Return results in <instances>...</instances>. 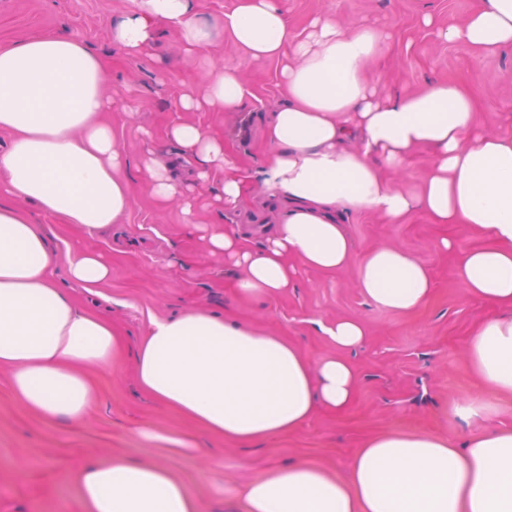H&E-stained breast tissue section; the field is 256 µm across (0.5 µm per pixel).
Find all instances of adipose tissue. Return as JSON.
<instances>
[{
    "instance_id": "1",
    "label": "adipose tissue",
    "mask_w": 512,
    "mask_h": 512,
    "mask_svg": "<svg viewBox=\"0 0 512 512\" xmlns=\"http://www.w3.org/2000/svg\"><path fill=\"white\" fill-rule=\"evenodd\" d=\"M197 0H135L113 27L112 40L144 54L156 27L173 28L189 56L206 52L211 26L196 18ZM235 45L255 60L286 58L287 94L264 134L262 167L239 165L223 139L180 121L168 138L193 158L197 181L220 176L214 197L223 214L253 192L285 208L260 248L217 225L209 251L240 275L245 299L270 300L293 287L299 267L332 273L354 258L343 215L351 209L401 223L421 211L437 224H465L483 238L462 251L451 274L470 299L498 314L473 331L468 358L482 384L512 396V130L489 134L466 87L432 82L419 91L387 93L364 76L386 42L370 25L312 21L292 36L282 0H238L222 22ZM439 37L490 54L512 46V0H480ZM104 62L69 35H37L0 45V131L12 143L0 155V368L11 373L17 402L44 421H82L94 401L84 371L114 366L119 331L77 305L67 289L101 287L112 274L102 254L77 251L57 278L46 225L14 200L93 234L129 208L132 186L124 160L101 118ZM249 89L239 72H207L201 96H180L184 110L237 111ZM428 154L419 190L389 180L416 150ZM147 190L191 208L193 187L176 181L155 158L145 162ZM357 285L374 305L408 313L430 297L429 269L412 252L379 245L362 253ZM340 353L311 362L279 336L198 309L152 320L137 352L141 389L208 432L242 445L302 428L317 407L341 410L357 376L343 351L359 346L363 324L321 325ZM86 512H199L197 496L169 468L114 458L78 472ZM245 512H512V428L471 438L464 447L442 433L390 432L367 438L347 470L301 460L270 469L243 490Z\"/></svg>"
}]
</instances>
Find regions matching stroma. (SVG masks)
Wrapping results in <instances>:
<instances>
[{"mask_svg":"<svg viewBox=\"0 0 512 512\" xmlns=\"http://www.w3.org/2000/svg\"><path fill=\"white\" fill-rule=\"evenodd\" d=\"M479 0H286L292 34H302L312 18L359 21L388 36L369 63L368 74L382 88L416 89L430 81L457 82L471 89L488 133L512 126V46L483 54L438 37L439 26L461 19ZM237 0H199V20L212 25L208 55L187 62L173 29L160 27L153 55L135 56L114 43L113 24L132 0H0V45L33 35L66 34L83 40L110 68L107 93L114 106L105 118L126 161L133 187L131 205L111 234L80 235L69 224L22 203L37 223L50 225L58 269L74 250L104 254L112 262L110 280L96 294L78 292L86 307L100 312L122 333L125 348L112 368L90 379L96 400L80 422L50 424L14 399L9 374L0 369V512H85L76 480L82 461L122 456L168 466L201 501V512H244L242 487L271 466L299 459L346 468L372 435L402 431L444 433L456 443L501 426H512V398L484 390L468 366L467 346L474 328L493 316L472 302L450 274L458 251L482 240L462 224H436L422 212L400 224L352 210L345 223L360 254L378 245L411 251L432 273L427 302L410 313L371 304L357 286L356 263L333 273L299 268L294 288L275 299L248 302L233 288L223 256L210 252L204 227L218 223L212 187L200 190L192 215L181 202H160L146 189L141 164L145 151L171 156L167 130L190 119L223 136L225 149L242 166L258 169L267 151L263 126L282 102L280 64L254 61L222 28ZM432 15L434 23L422 22ZM243 74L251 95L238 112H182L181 90L200 84L210 67ZM135 104V114L124 103ZM199 224L189 232L187 223ZM455 248L444 251L441 240ZM198 308L221 314L294 343L310 361L336 355L315 321L355 318L366 327L356 348L345 351L357 376L352 404L340 412L317 410L296 432L247 447L207 434L200 426L152 400L135 371L137 349L155 318ZM477 399L487 412L462 417L459 404ZM183 446L172 452L166 439Z\"/></svg>","mask_w":512,"mask_h":512,"instance_id":"1","label":"stroma"}]
</instances>
